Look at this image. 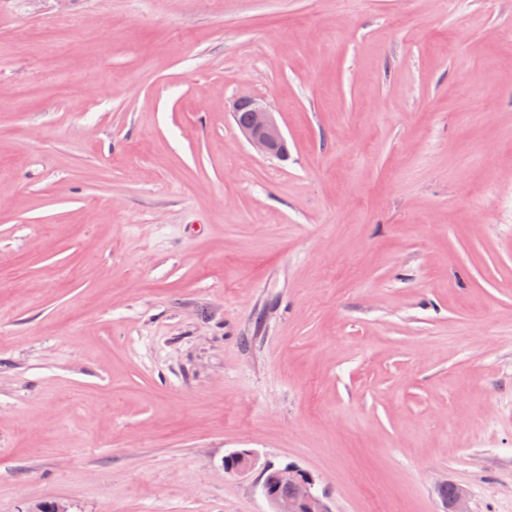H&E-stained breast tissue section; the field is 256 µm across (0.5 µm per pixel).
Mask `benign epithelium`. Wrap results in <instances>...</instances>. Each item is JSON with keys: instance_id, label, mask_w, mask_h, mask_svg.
<instances>
[{"instance_id": "benign-epithelium-1", "label": "benign epithelium", "mask_w": 512, "mask_h": 512, "mask_svg": "<svg viewBox=\"0 0 512 512\" xmlns=\"http://www.w3.org/2000/svg\"><path fill=\"white\" fill-rule=\"evenodd\" d=\"M244 109L248 110L249 119L237 123V127L245 139L263 156L287 157L288 141L270 106L251 97H240L233 103L232 112ZM255 465L256 460L248 450L224 458V467L230 472L247 473ZM277 470L286 481L285 489L267 484L261 476L256 481V488L269 503L271 512H330L309 471L295 463L281 465ZM445 505L447 512H470L466 491L455 484Z\"/></svg>"}]
</instances>
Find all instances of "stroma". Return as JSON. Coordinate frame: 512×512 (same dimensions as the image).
<instances>
[{
  "instance_id": "1",
  "label": "stroma",
  "mask_w": 512,
  "mask_h": 512,
  "mask_svg": "<svg viewBox=\"0 0 512 512\" xmlns=\"http://www.w3.org/2000/svg\"><path fill=\"white\" fill-rule=\"evenodd\" d=\"M287 462L512 512V0H0V512ZM248 109L249 119L246 112ZM233 116L240 121L237 127L245 139L263 156L285 158L288 155V141L282 131L275 112L264 102L251 97H240L232 106ZM238 112V114H237Z\"/></svg>"
}]
</instances>
